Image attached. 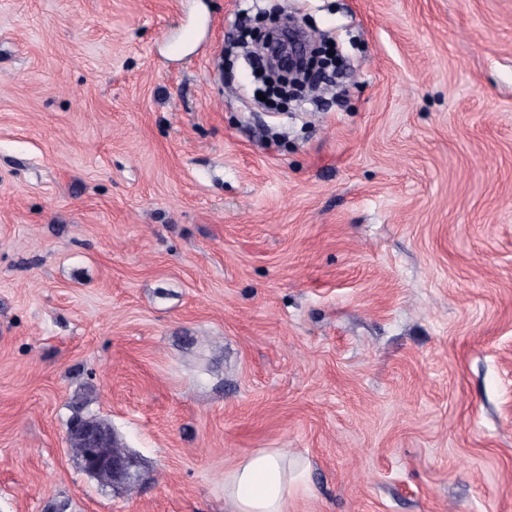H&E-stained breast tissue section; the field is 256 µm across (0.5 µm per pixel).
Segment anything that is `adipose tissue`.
Segmentation results:
<instances>
[{"mask_svg": "<svg viewBox=\"0 0 512 512\" xmlns=\"http://www.w3.org/2000/svg\"><path fill=\"white\" fill-rule=\"evenodd\" d=\"M224 499L232 512H286L288 472L283 452L263 451L224 478Z\"/></svg>", "mask_w": 512, "mask_h": 512, "instance_id": "1", "label": "adipose tissue"}]
</instances>
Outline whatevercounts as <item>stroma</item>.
<instances>
[{
    "mask_svg": "<svg viewBox=\"0 0 512 512\" xmlns=\"http://www.w3.org/2000/svg\"><path fill=\"white\" fill-rule=\"evenodd\" d=\"M273 9L343 57L280 111ZM270 449L288 512H512V0H0V512H229ZM70 450L78 448L84 471L92 476H103L110 486H130L140 481L137 461L115 449V437L91 419H72L67 435ZM112 451L108 448H111Z\"/></svg>",
    "mask_w": 512,
    "mask_h": 512,
    "instance_id": "obj_1",
    "label": "stroma"
}]
</instances>
